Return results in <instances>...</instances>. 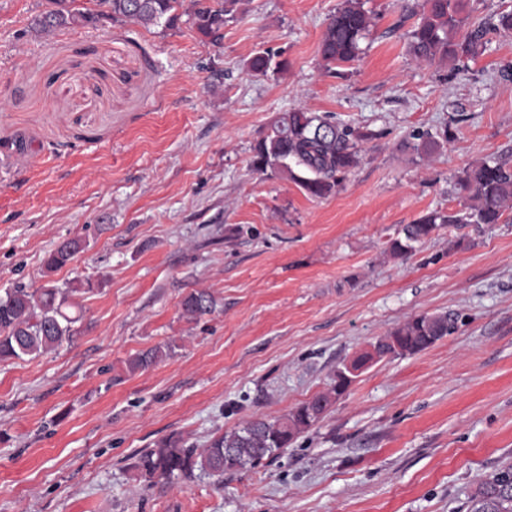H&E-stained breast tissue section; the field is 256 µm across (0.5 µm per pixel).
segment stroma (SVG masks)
Segmentation results:
<instances>
[{
    "instance_id": "stroma-1",
    "label": "stroma",
    "mask_w": 512,
    "mask_h": 512,
    "mask_svg": "<svg viewBox=\"0 0 512 512\" xmlns=\"http://www.w3.org/2000/svg\"><path fill=\"white\" fill-rule=\"evenodd\" d=\"M343 0H242L212 44L182 0L176 29L31 30L48 0H0V290L92 279L72 340L0 361V512H469L512 465V223L392 239L456 207L469 163L512 162V35L456 69L408 53L414 0H363L358 61L324 72ZM284 50L286 72L247 60ZM224 71L215 80L212 66ZM371 130L342 188L313 198L250 167L294 108ZM451 128L429 157L413 136ZM86 247L45 277L65 239ZM218 301L199 321L180 301ZM458 328L366 368L324 418L256 468L148 484L135 454L172 433L205 445L280 418L420 314ZM171 343L129 373L127 359ZM180 306L183 317L190 321H198L216 310L217 300L211 292L192 290L184 295ZM175 350V346L168 343L164 346L158 345L147 350L138 352L127 360V369L130 373L145 371L156 365L166 357H170Z\"/></svg>"
}]
</instances>
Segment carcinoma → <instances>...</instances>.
I'll list each match as a JSON object with an SVG mask.
<instances>
[{
  "mask_svg": "<svg viewBox=\"0 0 512 512\" xmlns=\"http://www.w3.org/2000/svg\"><path fill=\"white\" fill-rule=\"evenodd\" d=\"M79 0H51L53 8L32 19V28L40 34L87 27L102 15L114 22L132 21L146 28L163 31L174 28L181 0H94L96 9L77 5ZM240 0H193L192 19L198 34L216 43L224 38V23L235 16ZM467 0H422L419 21L410 33L409 53L420 63L445 61L454 66L474 59L486 50V35L493 30L512 34V10L497 15L493 24L480 23L462 37L467 24ZM371 26V16L362 0H344L329 17L319 44V55L326 72L338 73V67L358 60L360 42ZM247 66L255 74L266 76L288 69V59L271 49L257 51ZM373 137L370 132L341 127L329 115H318L302 108L280 113L253 147L252 170L266 176L284 175L306 194L325 198L335 193L345 176L360 161L359 142ZM440 147L429 133L419 136L412 149L430 155ZM463 193L460 208L430 211L403 229L404 237L392 240L390 254L405 258L414 244L426 240L450 224L472 226L501 224L508 221L505 212L512 208V165L495 158H481L465 167L457 178ZM84 249V241H62L45 260L46 271L66 266ZM96 288L90 280L58 284L47 282L31 289L17 284L0 295V360L37 357L60 346L77 332L80 317L70 313L73 296ZM182 316L197 321L216 310L215 296L204 290H192L180 302ZM457 330L452 313L418 315L405 321L386 338L377 342L383 354L394 357L413 355L433 345L436 337ZM168 343L138 352L127 360L131 373L145 371L174 353ZM348 384L331 379L326 391L317 394L283 418H250L235 428L213 436L204 448L171 434L154 447L136 454L133 469L149 480L168 482L177 477L191 480L195 472L221 477L227 472L254 468L272 459L300 434L316 425L324 413L347 390ZM469 512H512V465L499 470L481 483Z\"/></svg>",
  "mask_w": 512,
  "mask_h": 512,
  "instance_id": "obj_1",
  "label": "carcinoma"
}]
</instances>
